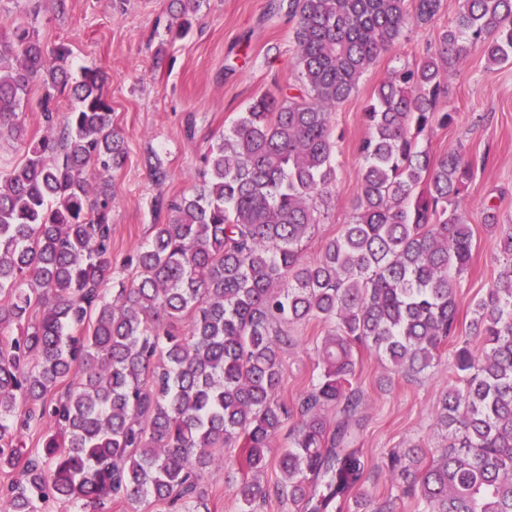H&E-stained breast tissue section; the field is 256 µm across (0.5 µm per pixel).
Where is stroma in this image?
Masks as SVG:
<instances>
[{
    "instance_id": "obj_1",
    "label": "stroma",
    "mask_w": 512,
    "mask_h": 512,
    "mask_svg": "<svg viewBox=\"0 0 512 512\" xmlns=\"http://www.w3.org/2000/svg\"><path fill=\"white\" fill-rule=\"evenodd\" d=\"M269 3L205 0L192 20L191 33L174 41L166 29V0H69L62 14L51 0H42L37 27L43 43L68 48L73 77L88 67L108 76L112 124L122 130L128 152L124 167L111 176L116 257L148 243L151 225L164 219L155 209L156 198L190 193L210 144L253 97L276 83L300 87L291 25L271 14ZM461 5L462 0H443L434 23L407 30L372 62L357 91L333 110L336 182L321 208L319 224L303 242L305 258H317L351 219L360 190L359 146L367 135L362 112L374 89L394 70L417 62ZM442 107L455 112V121L435 128L422 147L438 154L461 146L481 160L462 204L475 243L471 264L457 286L460 320L466 323L473 300L492 285L499 269L500 255L484 226V210L495 206L502 221L512 220V61L490 73L483 57L472 54L449 80ZM153 153L170 172L161 188L155 186L147 164ZM327 330V324L315 320L295 326V342L282 355V399L296 402L316 383V345ZM449 378L445 355L427 374L410 377L392 372L376 354L360 352L353 383L365 394L361 446L370 468L364 490L375 506L394 499L399 512H416L413 497L391 479L385 463L391 452L406 448L420 449L428 458L438 453L444 438L435 410ZM239 456V449H225L223 468L209 474V512H239Z\"/></svg>"
}]
</instances>
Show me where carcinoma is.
Returning <instances> with one entry per match:
<instances>
[{
  "label": "carcinoma",
  "mask_w": 512,
  "mask_h": 512,
  "mask_svg": "<svg viewBox=\"0 0 512 512\" xmlns=\"http://www.w3.org/2000/svg\"><path fill=\"white\" fill-rule=\"evenodd\" d=\"M441 6L279 0L302 89L255 96L211 145L192 192L169 201L166 222L123 260L136 272L129 285L113 279L109 177L127 153L104 74L72 80L67 50L47 49L24 17L0 32V138L26 153L0 169V512H112L114 501L148 497L201 512L225 448L241 450L240 512H259L268 449L296 415L275 492L300 512L350 501L364 512L357 349L417 376L449 343L457 382L436 410L448 445L428 463L407 449L392 479L419 512H512V224L485 216L503 265L462 328L456 278L474 235L461 204L477 163L420 145L453 123L440 103L464 60L478 52L490 73L512 60V0H464L421 59L375 89L352 218L317 258L302 254L335 180L331 110ZM200 7L168 0L167 32L186 36ZM36 79L45 134L26 140ZM310 320L329 325L321 373L290 407L278 398L281 355L288 328ZM31 429L41 430L34 453L23 448Z\"/></svg>",
  "instance_id": "1"
}]
</instances>
